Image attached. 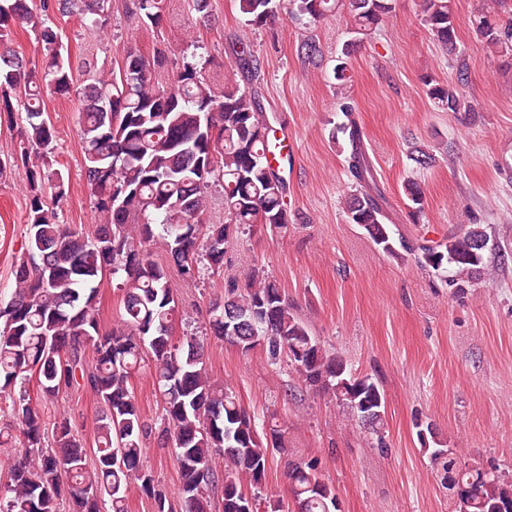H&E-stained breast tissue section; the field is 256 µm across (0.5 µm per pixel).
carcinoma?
<instances>
[{
  "instance_id": "obj_1",
  "label": "carcinoma",
  "mask_w": 512,
  "mask_h": 512,
  "mask_svg": "<svg viewBox=\"0 0 512 512\" xmlns=\"http://www.w3.org/2000/svg\"><path fill=\"white\" fill-rule=\"evenodd\" d=\"M111 0H0V113L12 116L11 99H20L25 125L10 165L27 173V241L15 258L14 286L0 291V404H8L13 422L0 431V446L19 441L24 457L0 478V512H59L69 498L71 512H127L130 488L152 494L157 512H174L144 468L145 442L172 449L180 475L181 512H241L256 501L273 452H285V429L271 419L258 432L255 418L237 394L211 380L204 342L173 336L177 306L168 269L150 258L160 242L181 277L224 266L234 235L261 224L288 232L286 181L273 165L282 152L258 88L215 87L197 63L186 62L173 85L155 84L153 75L167 63L165 51L146 57L128 51L124 73L105 79L85 60L75 67L54 29L56 15L73 14L107 32ZM164 0H133L144 26L162 22ZM247 25L275 22L280 0H236ZM422 21L446 49L455 53L457 82L446 86L429 77V97L457 115L474 111L467 96V63L457 50L452 0H422ZM292 17L317 22L345 10L355 40L394 10V0H289ZM506 0H479L471 20L490 51L512 56V13ZM35 36L40 63L14 48L18 26ZM242 74L251 77L258 62L239 44L234 48ZM81 85L78 126L84 176L101 219L92 237L62 223L65 176L55 158L56 135L44 117V93L67 95ZM347 134V169L354 193L346 199L349 222L361 225L383 252L396 256L385 210L386 199L366 155L355 106L340 105ZM224 183L222 224H205L207 193L213 181ZM409 212L423 210L419 186H405ZM488 242L475 224L434 244H421L420 265L438 274L453 268L448 285L462 294L484 268L476 241ZM112 275L122 292L119 323L103 334L97 313L99 285ZM210 336L247 353L265 349L268 363L286 362L304 386L326 392L361 423L374 411L373 431L384 426L385 394L368 375L352 371L348 361L327 351L292 312L280 288L255 270L240 285L231 281L224 300L213 304ZM148 368L162 400L158 425L141 415L131 387L133 376ZM73 388L88 390L100 405L95 420L96 462L59 414L47 431L42 404L53 403ZM436 448H430V445ZM434 460L444 459L448 497L455 512L460 485L471 488L466 512H512V475L466 467L443 442L421 441ZM291 507L269 501L266 512H336V491L318 461H287Z\"/></svg>"
}]
</instances>
